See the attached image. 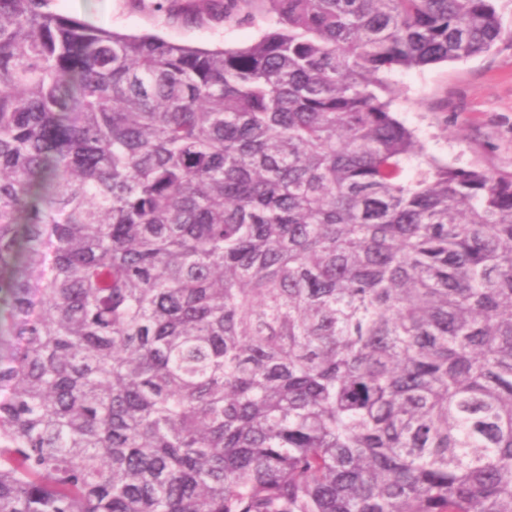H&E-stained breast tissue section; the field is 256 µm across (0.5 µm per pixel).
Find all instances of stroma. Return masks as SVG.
I'll use <instances>...</instances> for the list:
<instances>
[{"label": "stroma", "instance_id": "1", "mask_svg": "<svg viewBox=\"0 0 512 512\" xmlns=\"http://www.w3.org/2000/svg\"><path fill=\"white\" fill-rule=\"evenodd\" d=\"M52 10L122 33H150L200 47H242L269 19L173 23L132 0H51ZM393 112L414 129L428 154L456 167L512 173V47L465 61L392 72Z\"/></svg>", "mask_w": 512, "mask_h": 512}]
</instances>
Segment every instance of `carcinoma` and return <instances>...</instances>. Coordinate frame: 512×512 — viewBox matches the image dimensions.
<instances>
[{
    "instance_id": "obj_1",
    "label": "carcinoma",
    "mask_w": 512,
    "mask_h": 512,
    "mask_svg": "<svg viewBox=\"0 0 512 512\" xmlns=\"http://www.w3.org/2000/svg\"><path fill=\"white\" fill-rule=\"evenodd\" d=\"M136 2L275 26L0 0V512H512V174L388 81L496 0ZM58 13L128 34L150 33L200 47H242L266 30L271 21L257 15L252 21L224 22L206 18L202 24L172 23L164 13L135 7L131 0H51Z\"/></svg>"
}]
</instances>
